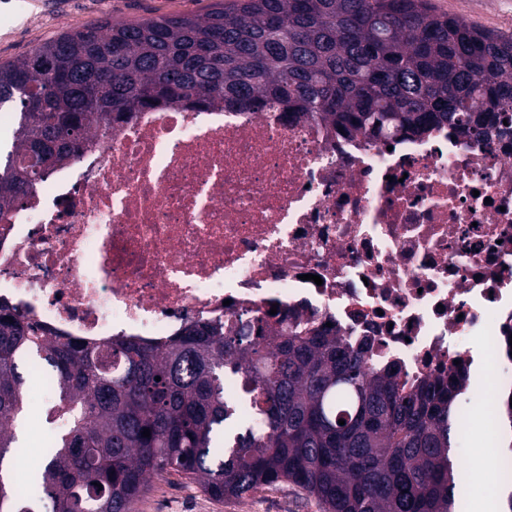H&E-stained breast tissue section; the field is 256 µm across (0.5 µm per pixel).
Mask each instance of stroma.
I'll list each match as a JSON object with an SVG mask.
<instances>
[{"label": "stroma", "mask_w": 512, "mask_h": 512, "mask_svg": "<svg viewBox=\"0 0 512 512\" xmlns=\"http://www.w3.org/2000/svg\"><path fill=\"white\" fill-rule=\"evenodd\" d=\"M216 0H76L66 11H44L36 0H12L16 12L9 29L0 28V62L25 56L34 46L60 33L104 19L135 21L156 16L203 14ZM446 14H460L477 26L512 35V0H432ZM493 447L483 417L473 419L466 447L452 449L459 476L456 512H502L501 491L489 468L475 469L474 457L490 459ZM322 512L318 502L289 485L265 487L244 500L216 499L176 473L151 480L135 512Z\"/></svg>", "instance_id": "35a3bbf8"}]
</instances>
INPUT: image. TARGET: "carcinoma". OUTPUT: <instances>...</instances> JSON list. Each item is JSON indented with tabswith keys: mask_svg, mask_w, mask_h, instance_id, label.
Wrapping results in <instances>:
<instances>
[{
	"mask_svg": "<svg viewBox=\"0 0 512 512\" xmlns=\"http://www.w3.org/2000/svg\"><path fill=\"white\" fill-rule=\"evenodd\" d=\"M215 102L277 103L377 139L444 124L478 138L512 124V37L431 0H227L204 15L64 32L0 64V105L18 109L0 217L111 113ZM277 324L230 336L192 324L161 346L118 336L108 362L0 305V512H133L150 478L170 472L220 499L289 483L323 512H454L453 380L406 392L399 369L369 367L331 331ZM25 355L59 376L71 426L22 499L9 474ZM229 373L262 430L239 429Z\"/></svg>",
	"mask_w": 512,
	"mask_h": 512,
	"instance_id": "cac0c4a2",
	"label": "carcinoma"
}]
</instances>
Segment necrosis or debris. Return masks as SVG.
I'll return each mask as SVG.
<instances>
[{
    "label": "necrosis or debris",
    "instance_id": "4bbe7bcc",
    "mask_svg": "<svg viewBox=\"0 0 512 512\" xmlns=\"http://www.w3.org/2000/svg\"><path fill=\"white\" fill-rule=\"evenodd\" d=\"M0 304L107 348L194 322L331 326L414 387L458 402L512 390V131L373 139L278 108L145 109L0 220Z\"/></svg>",
    "mask_w": 512,
    "mask_h": 512
}]
</instances>
